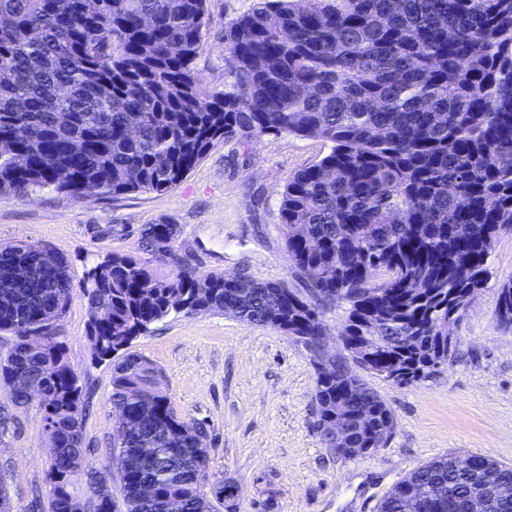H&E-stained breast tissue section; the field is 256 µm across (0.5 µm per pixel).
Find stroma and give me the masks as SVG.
<instances>
[{"label": "stroma", "instance_id": "35a3bbf8", "mask_svg": "<svg viewBox=\"0 0 512 512\" xmlns=\"http://www.w3.org/2000/svg\"><path fill=\"white\" fill-rule=\"evenodd\" d=\"M251 0H207L205 37L196 61L201 87L223 89L224 24ZM328 143L294 135L219 141L170 190L119 197L46 192L30 199L0 194V245L26 241L65 259L75 285L58 326L71 365L91 399L83 445L93 467L115 465L111 369L92 362L89 312L79 286L86 269L138 247L145 224L181 228L177 250L198 273H243L307 295L285 248L279 198L289 178L318 162ZM122 226L114 234L113 226ZM489 278L453 327L452 365L398 385L364 379L391 410L390 439L365 457L342 458L317 430L315 369L285 334L206 313L158 323L133 348L163 370L162 390L179 416L205 421L210 466L241 489L239 512H377L391 487L440 457L491 455L512 466V328L495 320L497 287L512 277V232L488 258ZM0 477L15 512H51L46 481L50 448L39 403L14 408L0 387Z\"/></svg>", "mask_w": 512, "mask_h": 512}]
</instances>
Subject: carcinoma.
<instances>
[{"label": "carcinoma", "mask_w": 512, "mask_h": 512, "mask_svg": "<svg viewBox=\"0 0 512 512\" xmlns=\"http://www.w3.org/2000/svg\"><path fill=\"white\" fill-rule=\"evenodd\" d=\"M1 17L12 25L0 28V193L161 192L217 141L285 133L330 146L279 199L295 271L318 272L317 304L279 282L180 267L177 224L145 225L139 253L85 271L91 359L112 365L110 401L126 414L113 441L125 512H164L174 498L183 512H213L214 499L238 508V485L210 481L208 449L181 432L205 423L178 416L155 391L160 367L131 351L171 316L227 305L291 338L319 336L318 305L344 303L340 334L405 370L399 384L453 362L442 328L484 287L494 241L512 229V0H254L224 26L230 81L211 94L195 76L206 0H0ZM71 288L66 262L42 260L39 245L0 247V331L13 335L0 380L13 381L17 408L28 387L43 395L53 512H72L78 477H101L83 448L87 391L55 332ZM497 306L512 326L511 278ZM33 326L53 344L27 348ZM348 370L340 357L316 374L315 400L321 423L343 403L363 456L394 418ZM409 494L424 512H468L472 494L487 512H512V467L488 454L469 471L432 460L379 512H405Z\"/></svg>", "instance_id": "obj_1"}]
</instances>
